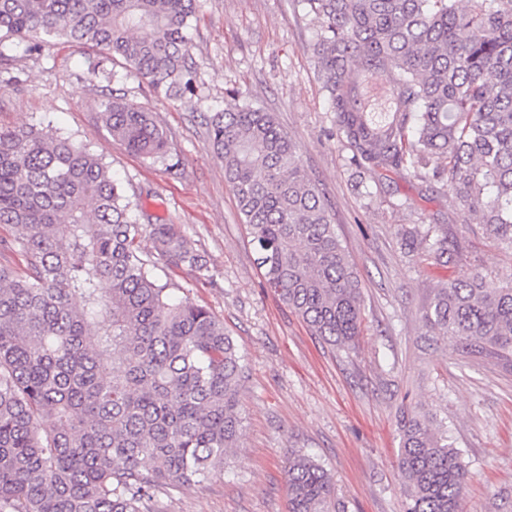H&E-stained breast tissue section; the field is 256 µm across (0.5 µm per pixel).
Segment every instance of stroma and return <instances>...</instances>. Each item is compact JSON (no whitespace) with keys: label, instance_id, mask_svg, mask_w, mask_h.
<instances>
[{"label":"stroma","instance_id":"stroma-1","mask_svg":"<svg viewBox=\"0 0 512 512\" xmlns=\"http://www.w3.org/2000/svg\"><path fill=\"white\" fill-rule=\"evenodd\" d=\"M316 31L296 0H196L198 88L181 98L155 94L118 59L116 81L106 82L89 69L92 49L53 40L0 69V127L34 126L87 145L144 211L181 225L207 261L213 284L187 268L161 278L209 308L245 353L242 429L223 472L161 489V512H288L286 466L294 450L332 474L340 512H404L397 469L404 410L432 418L460 450L468 470L462 512H512V366L451 360L443 344L425 340L421 321L438 284L476 265L488 287H501L512 256L447 190L396 175L380 181L349 163L308 52ZM114 95L154 112L168 139L166 162L129 152L98 121ZM234 96L275 114L332 209L361 280L363 333L355 351L323 343L263 286L204 121ZM405 224L447 230L461 262L442 267L404 254L398 231Z\"/></svg>","mask_w":512,"mask_h":512}]
</instances>
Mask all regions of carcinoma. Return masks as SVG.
<instances>
[{
  "mask_svg": "<svg viewBox=\"0 0 512 512\" xmlns=\"http://www.w3.org/2000/svg\"><path fill=\"white\" fill-rule=\"evenodd\" d=\"M334 134L356 167L448 189L512 253V0H298ZM195 0H0V65L61 38L119 58L156 92L196 91ZM128 149L168 157L147 107L107 101ZM265 287L325 343L362 335L360 281L298 147L249 103L207 117ZM146 216L101 158L69 136L0 129V512H159V488L224 471L237 447L245 357L224 323L159 280L208 270L177 224ZM148 235L152 247H140ZM407 253L459 259L448 233L399 230ZM461 358L512 363V282L478 268L441 283L422 314ZM51 425L44 426V421ZM405 512H461L467 470L420 414L398 419ZM288 512H336L330 474L288 457Z\"/></svg>",
  "mask_w": 512,
  "mask_h": 512,
  "instance_id": "obj_1",
  "label": "carcinoma"
}]
</instances>
